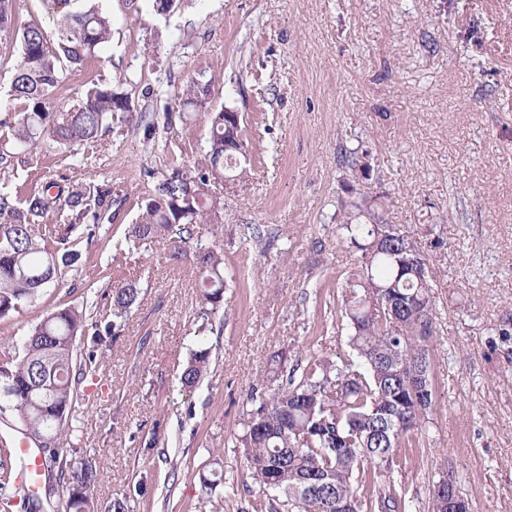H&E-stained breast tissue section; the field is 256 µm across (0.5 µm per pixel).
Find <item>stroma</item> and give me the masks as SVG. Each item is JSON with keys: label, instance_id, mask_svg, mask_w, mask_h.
Returning <instances> with one entry per match:
<instances>
[{"label": "stroma", "instance_id": "obj_1", "mask_svg": "<svg viewBox=\"0 0 512 512\" xmlns=\"http://www.w3.org/2000/svg\"><path fill=\"white\" fill-rule=\"evenodd\" d=\"M112 19L104 54L54 92L76 105L90 81L126 94L95 141L8 146L0 187L24 196L56 183L107 191L110 220L35 303L0 318L12 344L47 314L85 308L112 318V291L133 281L140 302L104 337L99 370L79 389V429L60 453L91 455L99 508L129 493L134 512H253L235 445L253 384L287 365L347 354L341 292L358 253L338 235L349 178L339 157L361 149L362 193L410 231L435 278L428 345L436 403L416 447L400 448L395 481L409 512H431L452 466L471 512H512V0H101ZM212 76V110L241 113L252 166L210 186L224 204L169 259L160 239L126 236L159 179L194 169L209 143L203 113L169 119L174 97ZM224 253V305L201 317L199 253ZM207 373H181L197 348ZM222 473L210 498L201 485ZM209 357L210 351L206 348H200L192 353L180 378L182 387L192 389L198 384L202 375L207 371Z\"/></svg>", "mask_w": 512, "mask_h": 512}]
</instances>
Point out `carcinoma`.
Wrapping results in <instances>:
<instances>
[{
	"label": "carcinoma",
	"instance_id": "carcinoma-1",
	"mask_svg": "<svg viewBox=\"0 0 512 512\" xmlns=\"http://www.w3.org/2000/svg\"><path fill=\"white\" fill-rule=\"evenodd\" d=\"M57 18L58 39L47 45L40 27L14 25L13 0H0V44L19 51L11 100L25 103L17 123L0 141L32 147L47 136L70 146L97 137L114 112H129L128 97L105 83L87 87L78 104L62 116L49 111L46 97L61 89L70 74L98 55L112 36L110 16L92 0H42ZM212 81L194 80L179 98L181 107L207 113L210 149L191 175L178 168L155 185L154 197L131 225L128 240L136 247L158 237L180 242L197 224L218 218L224 204L209 195L212 181L247 176L250 159L239 152L246 128L234 139L224 124V110L209 108ZM47 188L20 199L0 190V318L18 313L60 282L62 270L79 254L68 249L72 235L93 236L112 203L103 190L72 191L67 196ZM340 214L341 239L361 252L359 265L343 285L342 317L349 328L351 358L311 355L292 371L284 363L265 384L252 388L242 418L238 447L251 483L258 488L260 512H408L406 495L388 473L397 449L417 440L435 406V393L416 386L419 356L428 355L435 300L433 272L407 251L414 237L405 229L382 234L372 216L382 208L351 183ZM66 211L70 223L58 235L38 232L50 212ZM202 277L201 304L207 314L224 302V257L216 250L197 256ZM140 289L126 283L113 290V316L127 314ZM117 322H88L84 311L64 307L37 323L20 345L0 352V411L9 409L30 437L46 438L51 462L58 465V485L67 492L65 512H95L99 480L87 456L59 458L57 448L77 419L79 385L98 370L103 335L113 336ZM91 336L84 356L75 342ZM210 350L194 351L180 381L195 387L209 365Z\"/></svg>",
	"mask_w": 512,
	"mask_h": 512
}]
</instances>
